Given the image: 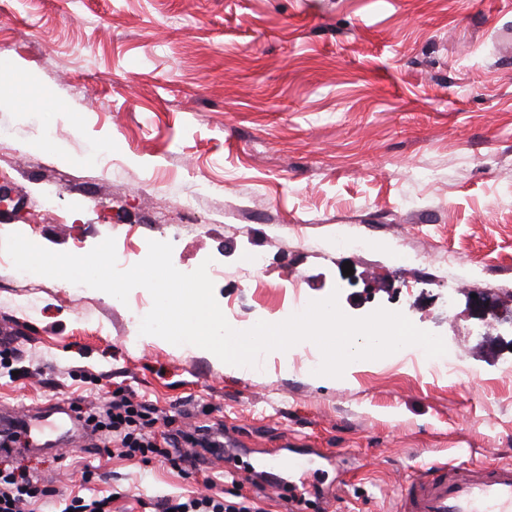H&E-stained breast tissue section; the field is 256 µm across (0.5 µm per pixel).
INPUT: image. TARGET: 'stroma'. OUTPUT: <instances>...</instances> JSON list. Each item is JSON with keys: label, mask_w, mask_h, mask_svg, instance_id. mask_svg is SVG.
Here are the masks:
<instances>
[{"label": "stroma", "mask_w": 512, "mask_h": 512, "mask_svg": "<svg viewBox=\"0 0 512 512\" xmlns=\"http://www.w3.org/2000/svg\"><path fill=\"white\" fill-rule=\"evenodd\" d=\"M0 130V237L72 254L111 237L141 259L168 242L177 269L223 270L214 295L236 330L335 291L346 315L400 312L461 357L454 373L407 353L328 379L306 369L311 346L231 371L140 341L144 288L124 304L1 264L5 409L89 411L125 389L182 429L224 426L223 455L187 477L84 437L42 450L58 431L34 425L11 459L56 489L49 512L88 469L97 494L130 489L115 512L207 477L289 512L260 472L287 444L336 454L292 470L304 512H395L427 461L512 462V329L470 306L487 292L512 312V0H0ZM348 224L367 252L337 249ZM402 249L420 263H392Z\"/></svg>", "instance_id": "35a3bbf8"}]
</instances>
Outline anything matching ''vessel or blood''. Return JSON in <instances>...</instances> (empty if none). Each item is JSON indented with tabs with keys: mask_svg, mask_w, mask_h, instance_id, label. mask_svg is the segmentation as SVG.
Wrapping results in <instances>:
<instances>
[{
	"mask_svg": "<svg viewBox=\"0 0 512 512\" xmlns=\"http://www.w3.org/2000/svg\"><path fill=\"white\" fill-rule=\"evenodd\" d=\"M396 512H512V463L430 461L401 489Z\"/></svg>",
	"mask_w": 512,
	"mask_h": 512,
	"instance_id": "obj_1",
	"label": "vessel or blood"
}]
</instances>
